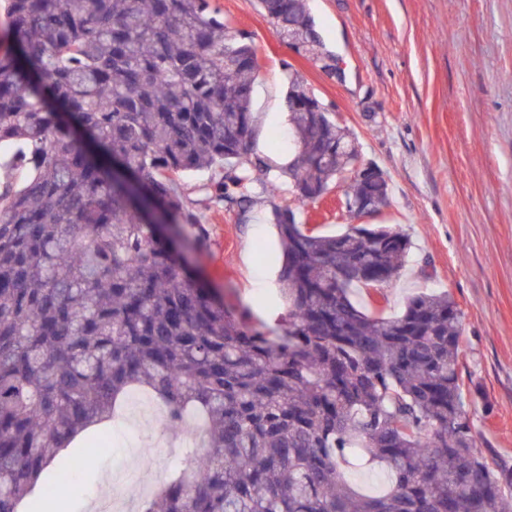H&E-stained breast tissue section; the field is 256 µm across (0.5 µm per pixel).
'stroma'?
I'll use <instances>...</instances> for the list:
<instances>
[{"instance_id": "1", "label": "stroma", "mask_w": 512, "mask_h": 512, "mask_svg": "<svg viewBox=\"0 0 512 512\" xmlns=\"http://www.w3.org/2000/svg\"><path fill=\"white\" fill-rule=\"evenodd\" d=\"M233 32L257 49L254 150L280 165L289 159L285 68L335 112L354 135L360 161L390 183V204L366 216L407 234L412 249L382 299L353 291L362 306L403 311L420 292H449L463 317L460 356L479 448L512 471V0H307L341 78L325 74L275 35L257 0H211ZM343 189L298 207L302 223L343 232ZM271 204L245 214L207 212L205 248L191 268L225 303L256 326H274L285 307ZM154 399L126 397L119 422L80 473L64 512H91L103 480L136 504L165 479L178 447L169 445Z\"/></svg>"}]
</instances>
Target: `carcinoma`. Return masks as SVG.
Returning <instances> with one entry per match:
<instances>
[{
    "mask_svg": "<svg viewBox=\"0 0 512 512\" xmlns=\"http://www.w3.org/2000/svg\"><path fill=\"white\" fill-rule=\"evenodd\" d=\"M0 48V512H59L48 465L79 432L148 391L182 449L140 512H506L512 478L478 448L460 376L463 313L419 293L387 315L381 293L411 249L386 226L324 235L270 210L287 313L257 328L194 279L204 211L332 189L387 205L329 111L285 106L297 152L254 151L256 48L210 0H5ZM303 54L336 67L305 0H258ZM223 172L198 186L184 177ZM392 477L363 492L352 457Z\"/></svg>",
    "mask_w": 512,
    "mask_h": 512,
    "instance_id": "obj_1",
    "label": "carcinoma"
}]
</instances>
